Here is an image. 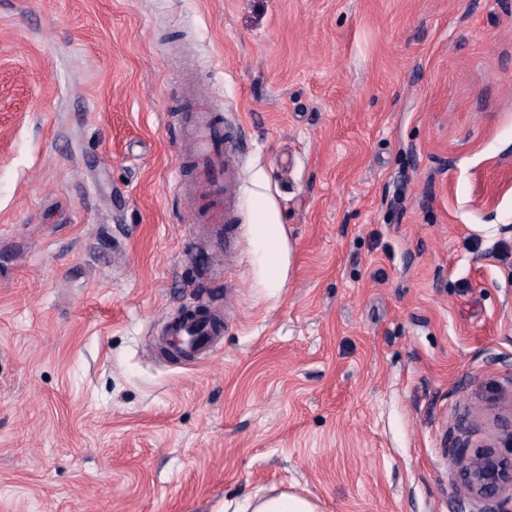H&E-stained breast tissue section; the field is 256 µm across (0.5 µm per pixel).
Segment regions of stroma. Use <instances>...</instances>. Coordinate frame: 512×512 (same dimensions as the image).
<instances>
[{"label": "stroma", "instance_id": "obj_1", "mask_svg": "<svg viewBox=\"0 0 512 512\" xmlns=\"http://www.w3.org/2000/svg\"><path fill=\"white\" fill-rule=\"evenodd\" d=\"M180 52L240 129L230 264ZM228 287L208 360L155 350ZM509 388L512 0H0V512H481L453 457ZM183 71V91L170 111L179 129L178 194L195 225V238L225 247L234 224L242 156L236 131L224 122L211 97L202 92L193 72ZM254 207L261 217L260 231L254 232V239L270 256L267 267L268 279L273 285H278L282 278V265L279 258L278 221L268 200L264 196L260 195L256 198ZM257 492L252 498H248L239 507L242 510L235 512H319V505L304 496L290 493Z\"/></svg>", "mask_w": 512, "mask_h": 512}]
</instances>
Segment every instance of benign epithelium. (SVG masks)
<instances>
[{"instance_id":"benign-epithelium-1","label":"benign epithelium","mask_w":512,"mask_h":512,"mask_svg":"<svg viewBox=\"0 0 512 512\" xmlns=\"http://www.w3.org/2000/svg\"><path fill=\"white\" fill-rule=\"evenodd\" d=\"M462 443L453 460L464 493L484 503L483 512H500L503 498L512 500V425L470 454Z\"/></svg>"}]
</instances>
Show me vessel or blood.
<instances>
[{"label":"vessel or blood","instance_id":"b4317fda","mask_svg":"<svg viewBox=\"0 0 512 512\" xmlns=\"http://www.w3.org/2000/svg\"><path fill=\"white\" fill-rule=\"evenodd\" d=\"M170 116L178 128V194L189 211L197 240L224 246L234 224L242 156L238 136L224 121L192 71L183 73V91ZM223 306H210L202 318L174 321L165 329L176 352L198 359L213 353L223 321Z\"/></svg>","mask_w":512,"mask_h":512}]
</instances>
